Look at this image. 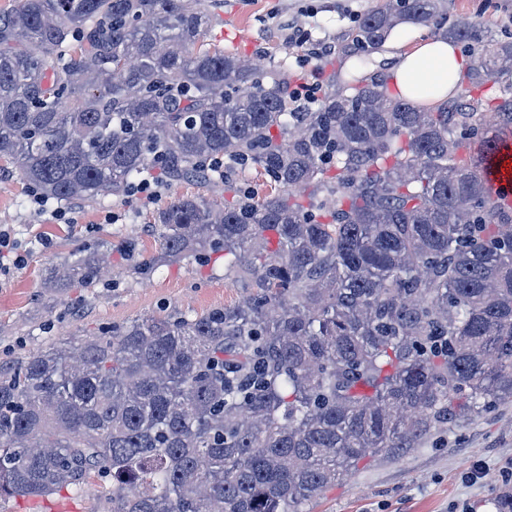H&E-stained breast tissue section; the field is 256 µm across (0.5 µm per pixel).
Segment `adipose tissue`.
<instances>
[{
	"instance_id": "adipose-tissue-1",
	"label": "adipose tissue",
	"mask_w": 512,
	"mask_h": 512,
	"mask_svg": "<svg viewBox=\"0 0 512 512\" xmlns=\"http://www.w3.org/2000/svg\"><path fill=\"white\" fill-rule=\"evenodd\" d=\"M384 48L393 61L391 77L397 93L426 107L435 106L455 89L470 67L456 44L408 26L396 30ZM429 96H422V89Z\"/></svg>"
}]
</instances>
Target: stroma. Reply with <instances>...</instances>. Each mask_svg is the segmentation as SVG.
<instances>
[{"label":"stroma","instance_id":"35a3bbf8","mask_svg":"<svg viewBox=\"0 0 512 512\" xmlns=\"http://www.w3.org/2000/svg\"><path fill=\"white\" fill-rule=\"evenodd\" d=\"M386 0H219L202 41L260 67L284 65L299 75L297 47L288 43V26L310 30L311 39L333 51L313 59L311 69L329 82L351 63L335 53L368 10ZM480 22L496 37L512 36V0H454L449 20ZM151 201L104 197L88 204L48 200L32 203L19 174L0 172V227L8 229L26 260L0 273V364H17L47 343H63L121 324L172 310L192 315L238 301L243 288L224 276V256L193 259L135 274L130 249L151 254L157 248L151 226L167 201L200 196L223 202L224 190L157 178ZM63 209L64 219L53 212ZM112 244V269L94 291L54 288L56 267L85 253L97 241ZM512 469V403L482 417L461 422L399 456L381 455L358 463L329 489L313 512H503ZM91 493L61 492L44 498L0 501V512H89Z\"/></svg>","mask_w":512,"mask_h":512}]
</instances>
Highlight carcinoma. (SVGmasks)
I'll return each mask as SVG.
<instances>
[{
    "label": "carcinoma",
    "mask_w": 512,
    "mask_h": 512,
    "mask_svg": "<svg viewBox=\"0 0 512 512\" xmlns=\"http://www.w3.org/2000/svg\"><path fill=\"white\" fill-rule=\"evenodd\" d=\"M449 2L389 0L340 50L362 65L399 21L433 24L476 58L457 95L418 107L376 72L302 112L288 69L203 47L202 0L0 10V160L70 202L152 170L224 184L222 206L158 208L137 270L222 252L249 288L0 365V500L95 478L93 512H311L366 456L512 402V207L484 178L512 124V41L445 26ZM247 167L264 194L234 179ZM110 253L59 281L94 287Z\"/></svg>",
    "instance_id": "1"
}]
</instances>
